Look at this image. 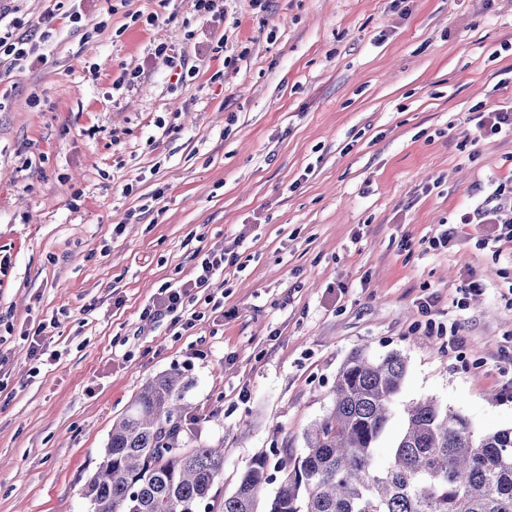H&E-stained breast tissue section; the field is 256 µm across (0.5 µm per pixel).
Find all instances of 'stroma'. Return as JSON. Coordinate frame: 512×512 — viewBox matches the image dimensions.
<instances>
[{
  "label": "stroma",
  "instance_id": "1",
  "mask_svg": "<svg viewBox=\"0 0 512 512\" xmlns=\"http://www.w3.org/2000/svg\"><path fill=\"white\" fill-rule=\"evenodd\" d=\"M49 5L0 0V26ZM41 48L0 65V512H87L113 423L174 367L220 494L301 451L357 349L407 356L398 403L512 426V246L458 221L512 180V133L475 129L512 106V0H62ZM213 246L229 260L193 327L142 320Z\"/></svg>",
  "mask_w": 512,
  "mask_h": 512
}]
</instances>
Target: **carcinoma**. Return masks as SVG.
<instances>
[{"instance_id": "carcinoma-1", "label": "carcinoma", "mask_w": 512, "mask_h": 512, "mask_svg": "<svg viewBox=\"0 0 512 512\" xmlns=\"http://www.w3.org/2000/svg\"><path fill=\"white\" fill-rule=\"evenodd\" d=\"M407 372L395 351L351 353L336 373L333 406L304 432V451L256 457L236 489L211 505L224 450L182 441L188 383L153 378L112 425L84 496L90 512H512V428L478 433L464 415L425 399L403 409L385 461L377 448Z\"/></svg>"}]
</instances>
